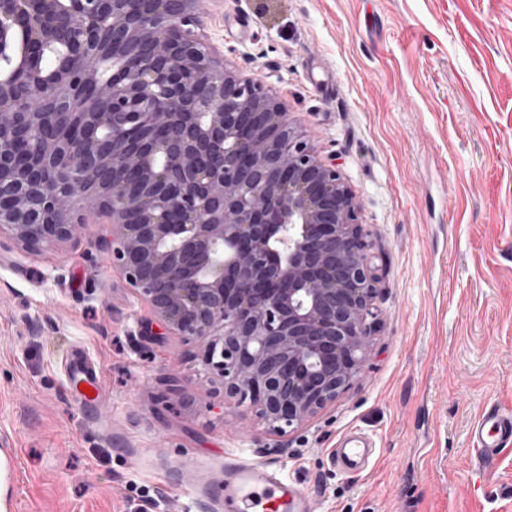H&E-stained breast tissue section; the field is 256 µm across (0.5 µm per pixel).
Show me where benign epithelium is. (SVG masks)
I'll return each mask as SVG.
<instances>
[{
  "instance_id": "benign-epithelium-1",
  "label": "benign epithelium",
  "mask_w": 512,
  "mask_h": 512,
  "mask_svg": "<svg viewBox=\"0 0 512 512\" xmlns=\"http://www.w3.org/2000/svg\"><path fill=\"white\" fill-rule=\"evenodd\" d=\"M206 9L0 0V60L20 24L69 57L50 83L0 68V239L31 251L107 218V259L154 315L140 335L204 343V370L285 434L360 376L379 277L336 164L224 67Z\"/></svg>"
}]
</instances>
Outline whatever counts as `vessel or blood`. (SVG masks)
<instances>
[{
	"label": "vessel or blood",
	"instance_id": "1",
	"mask_svg": "<svg viewBox=\"0 0 512 512\" xmlns=\"http://www.w3.org/2000/svg\"><path fill=\"white\" fill-rule=\"evenodd\" d=\"M66 375L70 381L87 385V392L80 394L79 399L85 408H93L96 399L92 391L99 382V368L77 353L68 359ZM470 435L478 452L476 468L487 470L502 449L512 446V409L493 403L486 405ZM372 453L371 447L346 441L335 449L334 458L338 468L352 470L368 463ZM222 491L225 512H309L310 509L309 496L297 483L288 481L276 470L241 461L225 462Z\"/></svg>",
	"mask_w": 512,
	"mask_h": 512
}]
</instances>
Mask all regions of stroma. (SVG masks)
<instances>
[{
    "label": "stroma",
    "instance_id": "stroma-1",
    "mask_svg": "<svg viewBox=\"0 0 512 512\" xmlns=\"http://www.w3.org/2000/svg\"><path fill=\"white\" fill-rule=\"evenodd\" d=\"M204 33L262 82L351 188L379 268L363 374L275 435L152 319L100 248L107 225L0 249V512H218L224 458L274 466L311 512H512V448L469 428L512 407V0H210ZM102 372L96 415L63 364ZM176 378L166 393L163 380ZM351 433L375 453L350 475ZM470 435L478 452L476 469L485 472L501 450L512 444V409L493 403L486 405Z\"/></svg>",
    "mask_w": 512,
    "mask_h": 512
}]
</instances>
